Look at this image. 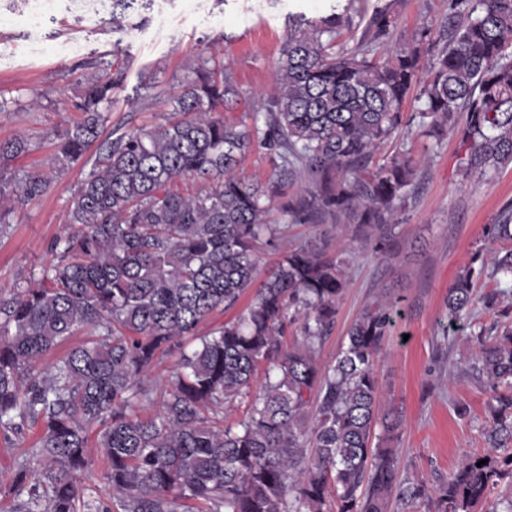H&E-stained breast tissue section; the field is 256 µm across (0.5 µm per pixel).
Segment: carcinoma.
I'll return each mask as SVG.
<instances>
[{
  "mask_svg": "<svg viewBox=\"0 0 512 512\" xmlns=\"http://www.w3.org/2000/svg\"><path fill=\"white\" fill-rule=\"evenodd\" d=\"M352 11L347 0L289 21L280 92L251 125L224 123L237 92L218 66L182 87L164 124L103 142L69 209L74 232L52 247L56 262L36 285L0 290V429L41 428L31 453L43 467L15 473L13 490L29 494L14 512H189L190 500L200 512H328L329 504L387 512L392 493L405 494L390 446L400 420L382 408L376 378L392 303L367 305L336 362L320 365L346 288L326 239L283 252L235 319L197 335L253 287L256 253L278 234L274 211L288 224H354L373 251H386L419 159L406 148L378 159L376 149L408 126L430 152L458 135L460 170L478 183L512 164V0H448L444 36L423 30L415 46L382 55L389 7L349 45L340 37ZM119 81L108 73L85 87L74 103L83 119L59 135L54 169L19 181L0 172V196L12 201L0 210V236L15 209L43 196L56 171L98 140ZM410 97L417 107L406 118ZM255 142L279 159L263 181L239 172ZM27 151L25 139L0 141V164ZM185 178L213 185L183 194L174 183ZM299 178L307 187L297 194ZM484 237L509 246L472 254L448 288L454 319L505 299L502 288L478 296L475 286L485 275L512 279L511 207ZM298 320L302 340L289 347L285 331ZM85 328L83 342L37 367ZM175 353L158 410L140 416L142 401H152L146 375ZM474 358L493 392L491 448L449 474L434 512H476L502 480L512 484V325L478 338ZM244 399L243 418L224 425V409ZM93 434L106 456L108 505L84 500Z\"/></svg>",
  "mask_w": 512,
  "mask_h": 512,
  "instance_id": "carcinoma-1",
  "label": "carcinoma"
}]
</instances>
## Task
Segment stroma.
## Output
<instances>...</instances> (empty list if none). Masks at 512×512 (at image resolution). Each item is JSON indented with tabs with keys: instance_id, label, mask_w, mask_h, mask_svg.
I'll return each mask as SVG.
<instances>
[{
	"instance_id": "35a3bbf8",
	"label": "stroma",
	"mask_w": 512,
	"mask_h": 512,
	"mask_svg": "<svg viewBox=\"0 0 512 512\" xmlns=\"http://www.w3.org/2000/svg\"><path fill=\"white\" fill-rule=\"evenodd\" d=\"M334 0H132L121 23H114L111 0L99 12L78 11L72 0H49L40 21H32L28 0H0V140L27 139V153L7 164L21 179L32 166L48 162L57 132L79 117L74 103L86 84L121 68L101 137L163 124L171 97L197 71L220 63L239 94L227 107L229 124H251L252 109L276 92V68L288 33V18L312 19L329 13ZM389 6L396 24L387 46L412 42L424 28L439 30L447 0H354L362 20ZM76 43L80 52L68 53ZM39 53H31V45ZM411 147L420 164L409 201L408 219L395 229L389 252L375 253L345 224H292L286 244L262 247L258 273L275 266L284 247L322 237L340 261L347 288L337 305L336 322L319 354L334 363L346 331L362 309L382 295L396 300L393 326L377 367L383 402L401 417L392 443L401 486L439 487L466 456L488 450L486 428L492 393L472 354L477 335L494 336L511 320L475 308L450 323L448 287L477 247L494 252L498 243L482 239L484 225L497 223L512 205V165L489 183L477 184L460 171L464 153L449 136L438 153L426 155L416 136L380 148L389 155ZM98 156L90 147L78 163L62 169L51 189L15 210L11 228L0 237V290L10 291L41 278L51 264L52 243L71 231L72 200ZM37 429L0 433V512L22 500L11 493L15 469L36 467L28 457Z\"/></svg>"
}]
</instances>
